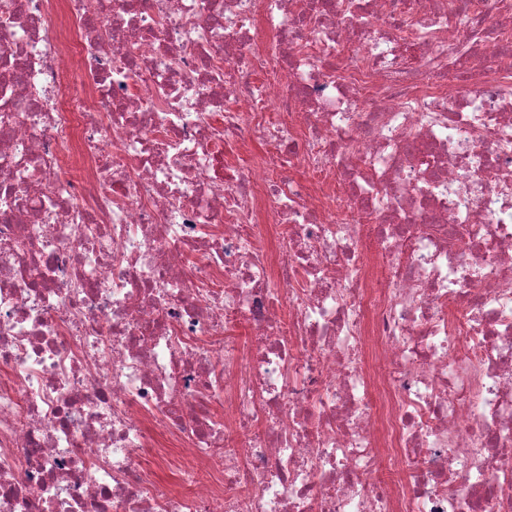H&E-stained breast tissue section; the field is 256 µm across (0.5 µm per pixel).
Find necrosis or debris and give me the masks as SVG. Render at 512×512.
<instances>
[{
    "mask_svg": "<svg viewBox=\"0 0 512 512\" xmlns=\"http://www.w3.org/2000/svg\"><path fill=\"white\" fill-rule=\"evenodd\" d=\"M507 44L512 0H0V512H512Z\"/></svg>",
    "mask_w": 512,
    "mask_h": 512,
    "instance_id": "1",
    "label": "necrosis or debris"
}]
</instances>
